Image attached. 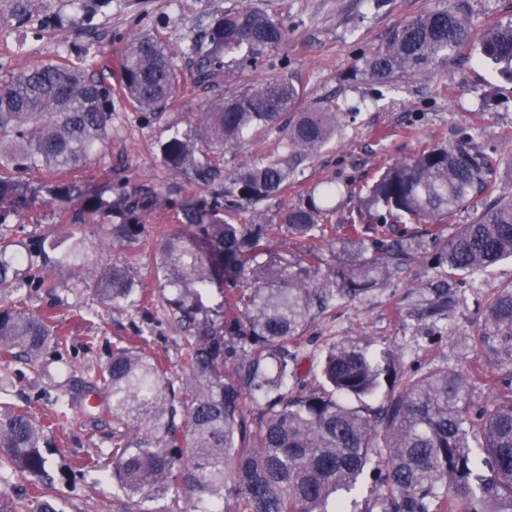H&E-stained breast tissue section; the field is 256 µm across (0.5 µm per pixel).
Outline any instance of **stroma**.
Instances as JSON below:
<instances>
[{
    "mask_svg": "<svg viewBox=\"0 0 512 512\" xmlns=\"http://www.w3.org/2000/svg\"><path fill=\"white\" fill-rule=\"evenodd\" d=\"M438 0H106L94 17H86L77 0H31L32 21L24 27L0 25V72L19 73L29 65L55 58L68 49L72 62L96 59L95 73L114 81L112 127L105 145L78 169L77 181L98 186L110 209L104 221L121 222L113 209L114 185L129 192H154L146 220L150 227L176 232L186 221L176 202L184 190L205 197L213 189L236 191L239 169L267 158L284 156V136L275 127L257 130L248 139L217 156L223 179L219 186L196 183L164 165L159 145L174 131H186L197 113L218 99L240 95L251 85L284 76L300 89L294 109L334 102L355 113L354 122L315 158L301 162L287 193L259 204L269 223H277L283 208L312 193L324 181L360 184L382 166L411 156L421 145L447 144L469 137L473 147L490 157L512 148V83L478 60L473 47L462 49L447 66L412 76H397L384 86L365 78L349 79L357 60L385 43L393 29L435 8ZM474 30L512 20V0H457ZM250 6L280 22L288 40L261 49L255 63H225L218 85L195 84L197 58L189 45L213 15ZM148 34L176 51L185 79L181 98L151 117L131 107L116 83L120 55L128 36ZM26 201L16 224L0 235L17 247L55 233L67 235L78 210L76 203L54 200L48 192L52 176L32 170L25 176ZM99 227L86 229L77 245L86 260L79 268L56 267L54 294L34 298V308L52 306L57 327L68 345L60 362L46 376L17 365L9 383L0 385V412L29 404L33 417L44 423V455L57 476L55 493L61 512H140L142 505L115 496L111 482L87 469V461L111 454L107 421L88 422L75 416L64 428L49 424L55 383L66 380L70 367L104 365L113 341L130 338L147 353L164 360L173 373L183 368V333L157 300L155 253L151 246L103 251ZM128 266L144 287L138 306L119 310L102 305L86 288L102 266ZM436 270L413 264L382 286L354 298L337 297L325 310L312 314L297 344L300 374L309 388L322 384L317 367L322 350L331 344L355 343L371 352L393 351L402 369L429 370L445 366L474 379L473 398L490 401L493 380H512V337L488 334L487 307L500 284L512 281V261L497 265L484 288H454L448 304L433 312L431 287ZM150 331L137 336L136 330ZM98 344L86 349L87 337Z\"/></svg>",
    "mask_w": 512,
    "mask_h": 512,
    "instance_id": "obj_1",
    "label": "stroma"
}]
</instances>
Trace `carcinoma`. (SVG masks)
I'll list each match as a JSON object with an SVG mask.
<instances>
[{
    "label": "carcinoma",
    "mask_w": 512,
    "mask_h": 512,
    "mask_svg": "<svg viewBox=\"0 0 512 512\" xmlns=\"http://www.w3.org/2000/svg\"><path fill=\"white\" fill-rule=\"evenodd\" d=\"M30 0H12L0 21L27 25ZM284 28L249 6L214 17L189 46L198 58L197 80L219 77L224 58H248L257 47H277ZM471 42L466 16L439 6L397 27L389 39L353 65L383 83L396 73L412 75L445 66ZM473 43V42H471ZM478 57L512 83V21L486 30L473 43ZM96 61L76 66L60 53L0 80V225L16 221L28 185L22 174L47 169L66 174L82 167L105 144L112 122V83L95 77ZM120 85L130 104L155 114L182 94L184 80L174 53L161 40L133 36L120 58ZM289 79L278 77L245 94L218 101L189 130L161 145L165 166L209 184L220 178L214 154L266 126L281 125L289 155L242 167L237 194L217 191L180 204L187 230L156 244L161 303L185 332V374L174 387L165 366L128 344L116 343L102 368L87 366L59 387L52 425L64 427L81 412L112 422V487L141 501L165 500L166 512H373L353 498L362 476L382 490L381 512H512V382L489 403L472 398L473 382L446 367L400 374L392 353L370 354L354 344L331 346L320 360L321 388L288 397L296 357L288 344L300 337L316 308L336 297H355L386 282L420 258L439 270L437 298L448 300V281L471 288L500 261L512 258V197L498 193L492 167L512 173V149L496 163L483 153L426 145L392 163L359 188L338 181L286 207L278 224L258 214L249 223L236 214L247 205L281 195L296 163L317 155L341 133L342 118L330 103L303 112ZM53 198L77 201L84 220L98 223L107 209L101 194L60 181ZM352 206L333 221L336 199ZM480 211L450 238L441 224L474 199ZM122 221L105 228V243L131 248L147 239L143 197L120 190L113 203ZM288 234L307 243L291 255L271 250L272 238ZM353 249L347 265L322 270L309 244ZM63 242L40 241L5 259L11 243L0 237V358L31 364L47 347L67 338L53 317L30 305L31 290L50 292V266H80V255ZM103 304L137 302L141 285L125 266L103 267L87 284ZM236 312L218 328L208 315L224 308V289ZM488 328L512 336V282L498 286L486 312ZM383 404L367 401L384 389ZM96 396L98 408L85 401ZM251 398L256 411L244 408ZM42 431L29 412L0 413V470L38 478L28 503L0 489V512H59Z\"/></svg>",
    "instance_id": "cac0c4a2"
}]
</instances>
